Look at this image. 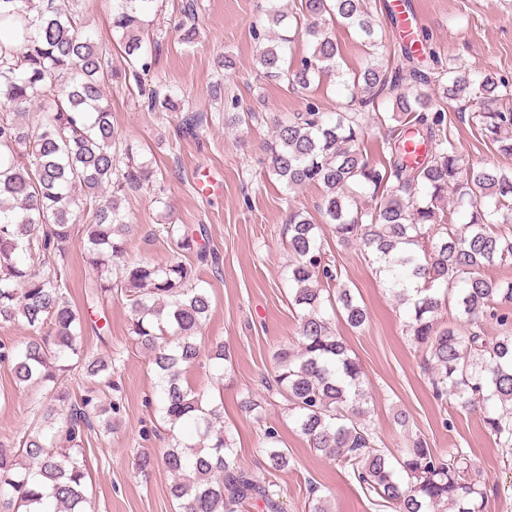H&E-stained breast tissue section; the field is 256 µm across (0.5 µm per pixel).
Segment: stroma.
<instances>
[{
	"instance_id": "35a3bbf8",
	"label": "stroma",
	"mask_w": 512,
	"mask_h": 512,
	"mask_svg": "<svg viewBox=\"0 0 512 512\" xmlns=\"http://www.w3.org/2000/svg\"><path fill=\"white\" fill-rule=\"evenodd\" d=\"M183 0H164L152 29L159 36L153 51L154 65L144 82L172 90L190 110L207 114L208 122L196 135L182 134L176 117L158 119L143 111L136 91L109 84L112 122L150 161L153 176L144 189L128 194L125 208L132 220L126 237L124 259L167 265L176 254L156 237L161 224H199L208 229L207 248L219 253L221 273L201 269L200 285L211 298L209 316L197 338L202 357L183 382L206 391L224 408V427L233 437L240 462L265 474L262 451L265 427H275L282 447L288 448L291 468L275 473L283 491L286 512H304L309 482H316L332 512H384L374 505L349 471L309 447L281 397H267L265 379L274 373L275 349L292 342L299 320L292 309L286 246L288 212L304 211L319 226L326 250L336 258L341 279L355 289L370 312V323L356 332L334 319L337 335L343 336L364 370L371 400L369 419L380 446L401 453L409 438L427 439L431 448L445 454L463 450L489 486L495 487L488 512H512V464L503 461L493 437L481 418L456 410L452 401L437 399L423 369L421 351L411 341L406 307L400 306L376 276L358 246H341L319 207L323 189L317 185L285 190L268 173L265 145L270 125H235L230 102L241 108L285 115L302 111L307 102L321 111L334 112L349 93L345 78L362 68L368 49L358 34L331 25L341 53L343 78L324 77L311 84L307 94L292 90L284 81H271L258 70L259 44L253 28L264 18L268 0H199L195 19L199 31L194 47L180 42L178 23ZM418 11L423 44L415 53V66L434 71L437 61L448 56L479 70L512 78V0H409ZM87 34L120 65L117 36L112 31L109 0H83ZM232 56L236 66L224 71L218 65ZM222 85L214 98V85ZM450 133L466 161L474 165L512 167V159L500 155L484 139L470 118L449 113ZM213 180L209 196L199 195L196 180ZM65 265L69 274L68 298L90 322L81 334L82 344L94 356L119 353L114 374L120 392L116 427L86 445L92 485L87 512H175L168 494L169 473L155 468L142 477L133 468L139 452L161 454L167 446L166 425L149 407L156 390V374L147 354L129 337L130 312L124 300L87 302L85 288L93 271L81 241L71 245ZM104 329L96 336L94 326ZM224 344L231 362L218 365L209 357L216 344ZM253 394L263 406V422L241 412L242 395ZM37 394L19 389L9 366L0 363V445H10L33 421ZM410 417L408 428L394 421L397 412Z\"/></svg>"
}]
</instances>
